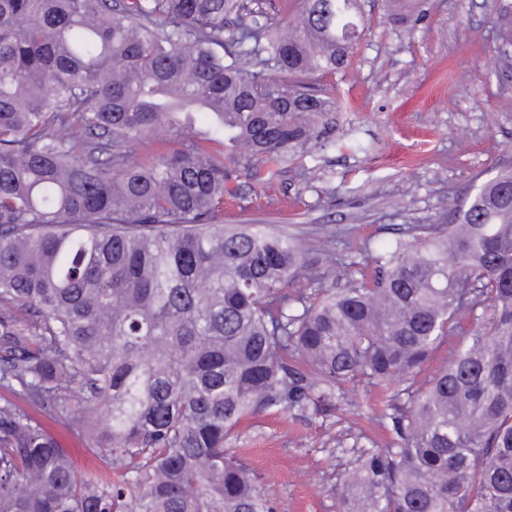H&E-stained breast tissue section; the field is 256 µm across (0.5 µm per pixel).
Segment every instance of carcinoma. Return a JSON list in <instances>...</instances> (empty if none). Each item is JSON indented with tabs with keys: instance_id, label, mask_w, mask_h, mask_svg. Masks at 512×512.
Segmentation results:
<instances>
[{
	"instance_id": "1",
	"label": "carcinoma",
	"mask_w": 512,
	"mask_h": 512,
	"mask_svg": "<svg viewBox=\"0 0 512 512\" xmlns=\"http://www.w3.org/2000/svg\"><path fill=\"white\" fill-rule=\"evenodd\" d=\"M363 5L0 0V512H275L234 433L361 381L393 388V446L362 451L338 512H512V168L358 279L224 223L234 157L181 121L207 114L257 184L314 157L341 106L315 80L350 66ZM45 418L110 471H76ZM462 339V336H450L447 342L442 343L433 353L431 358L423 365L421 371L418 372L413 380L409 382H414L415 386L423 383L428 377L435 373L440 367L446 364V360H448V350L454 343H458Z\"/></svg>"
}]
</instances>
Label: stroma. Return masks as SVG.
<instances>
[{
  "label": "stroma",
  "instance_id": "stroma-1",
  "mask_svg": "<svg viewBox=\"0 0 512 512\" xmlns=\"http://www.w3.org/2000/svg\"><path fill=\"white\" fill-rule=\"evenodd\" d=\"M425 16L397 27L385 0H365L370 27L350 67L329 81L342 99L334 145L288 166L254 193L229 183L228 224H270L316 243L330 270L343 244L405 236L440 224L449 198L468 196L512 167V50L493 33L512 27V0H426ZM383 386L351 383L319 416L267 412L247 420L231 447L255 472L276 512H337L343 479L364 448L392 437L379 416Z\"/></svg>",
  "mask_w": 512,
  "mask_h": 512
}]
</instances>
